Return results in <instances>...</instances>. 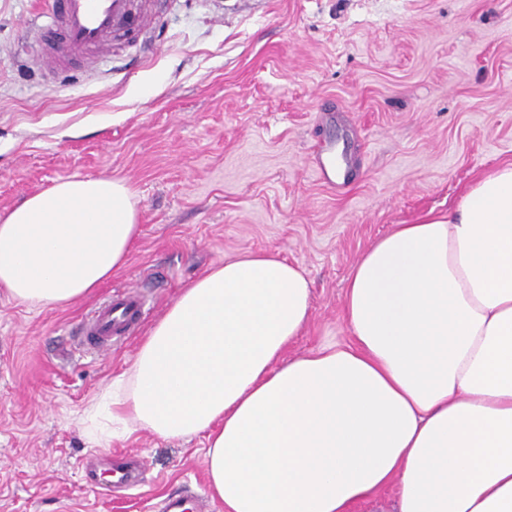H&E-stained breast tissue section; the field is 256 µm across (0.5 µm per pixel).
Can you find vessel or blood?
Returning a JSON list of instances; mask_svg holds the SVG:
<instances>
[{"mask_svg":"<svg viewBox=\"0 0 512 512\" xmlns=\"http://www.w3.org/2000/svg\"><path fill=\"white\" fill-rule=\"evenodd\" d=\"M158 19L154 0H51L37 28L38 59L56 69L94 63L113 46L143 44ZM148 313L140 291H118L85 315L80 333L92 348H108L135 335Z\"/></svg>","mask_w":512,"mask_h":512,"instance_id":"1","label":"vessel or blood"}]
</instances>
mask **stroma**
I'll use <instances>...</instances> for the list:
<instances>
[{"mask_svg":"<svg viewBox=\"0 0 512 512\" xmlns=\"http://www.w3.org/2000/svg\"><path fill=\"white\" fill-rule=\"evenodd\" d=\"M47 2L0 0V213L109 176L131 187L142 231L71 306L0 293V512H159L207 486L206 440L93 442L84 413L142 338L88 353L82 316L137 284L150 327L212 266L276 252L312 288L289 355L347 340L359 256L512 161V0H169L148 50L88 72L30 66ZM318 144L357 168L347 188L317 179Z\"/></svg>","mask_w":512,"mask_h":512,"instance_id":"stroma-1","label":"stroma"}]
</instances>
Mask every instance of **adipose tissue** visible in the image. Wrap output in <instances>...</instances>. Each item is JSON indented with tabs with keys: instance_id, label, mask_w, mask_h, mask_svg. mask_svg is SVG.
I'll return each instance as SVG.
<instances>
[{
	"instance_id": "obj_1",
	"label": "adipose tissue",
	"mask_w": 512,
	"mask_h": 512,
	"mask_svg": "<svg viewBox=\"0 0 512 512\" xmlns=\"http://www.w3.org/2000/svg\"><path fill=\"white\" fill-rule=\"evenodd\" d=\"M141 234L130 187L70 178L0 215V290L66 307L123 269ZM312 314L270 252L182 288L87 412L96 443L204 435L224 512H512V162L444 216L396 225L357 260L350 338L286 358Z\"/></svg>"
}]
</instances>
